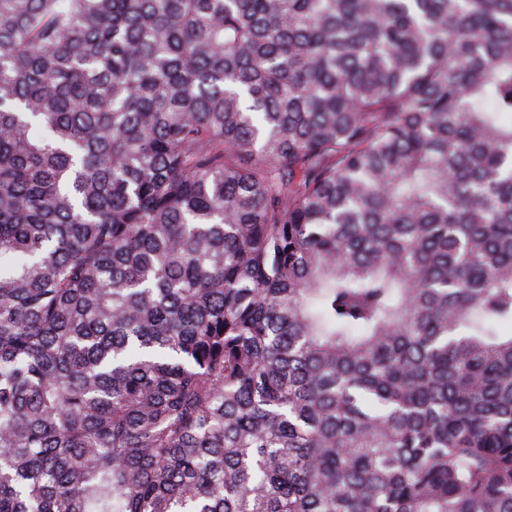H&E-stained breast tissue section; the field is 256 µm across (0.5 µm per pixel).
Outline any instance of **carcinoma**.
<instances>
[{
	"mask_svg": "<svg viewBox=\"0 0 512 512\" xmlns=\"http://www.w3.org/2000/svg\"><path fill=\"white\" fill-rule=\"evenodd\" d=\"M512 0H0V512H512Z\"/></svg>",
	"mask_w": 512,
	"mask_h": 512,
	"instance_id": "cac0c4a2",
	"label": "carcinoma"
}]
</instances>
